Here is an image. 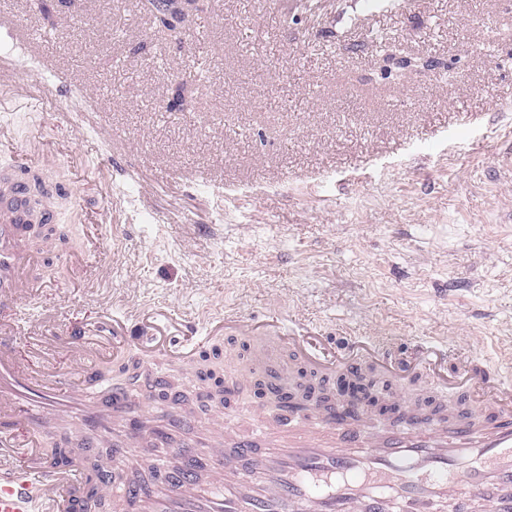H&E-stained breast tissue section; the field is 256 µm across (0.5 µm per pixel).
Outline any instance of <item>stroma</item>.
Segmentation results:
<instances>
[{
    "label": "stroma",
    "instance_id": "obj_1",
    "mask_svg": "<svg viewBox=\"0 0 512 512\" xmlns=\"http://www.w3.org/2000/svg\"><path fill=\"white\" fill-rule=\"evenodd\" d=\"M147 0H74L44 20L0 0L41 37L66 80L51 107L0 87V124L67 185L55 202L47 286L0 305L28 365L34 324L76 344L126 314V358L142 312L203 325L237 309L324 336L389 337L392 356L434 338L444 366L471 350L508 374L512 339V0H207L185 38H159ZM439 60L382 78L386 47ZM194 111H166L171 84ZM94 102L123 150L74 130L70 101ZM86 154L77 170L63 157ZM101 244L87 256L90 233ZM85 259L64 266L65 256ZM225 376L255 353L222 334Z\"/></svg>",
    "mask_w": 512,
    "mask_h": 512
}]
</instances>
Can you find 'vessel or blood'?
Listing matches in <instances>:
<instances>
[{
	"label": "vessel or blood",
	"mask_w": 512,
	"mask_h": 512,
	"mask_svg": "<svg viewBox=\"0 0 512 512\" xmlns=\"http://www.w3.org/2000/svg\"><path fill=\"white\" fill-rule=\"evenodd\" d=\"M19 53L40 61L48 74L26 85L28 98L52 102L49 76L56 66L26 25L0 14V85L15 80ZM19 167L20 176L0 195V302L31 297L46 284L33 275L35 258L24 245L33 195L24 173L33 163L24 158ZM273 330L255 359L280 384L288 381L279 361L286 347L326 379L364 360L355 336L336 348L308 324L281 322ZM16 334L14 323L0 321V512H512V380L474 369L471 356L460 355L450 378L436 371L428 342L411 362L397 364L382 353L377 359L402 381L424 367L431 386L466 399L480 421L450 431L413 421L384 430L333 407L281 406L268 415L241 405L236 413L251 421L252 435L214 443L198 456L181 438L191 429V414L159 426L151 397L133 396L92 366L76 399H64L65 377L17 370L8 344ZM139 342L151 366L170 361V345L155 334ZM73 429L84 431L85 447L111 451L108 475L92 493L79 464L45 460L49 433ZM148 437L166 451L157 480L138 476Z\"/></svg>",
	"instance_id": "1"
}]
</instances>
